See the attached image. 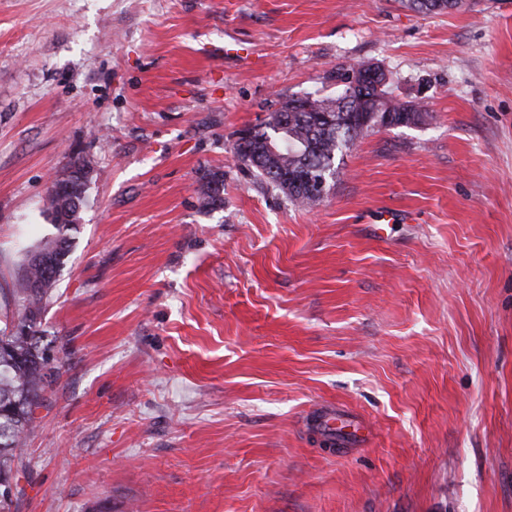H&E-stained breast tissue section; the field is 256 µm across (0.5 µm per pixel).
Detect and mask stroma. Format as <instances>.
<instances>
[{
  "label": "stroma",
  "mask_w": 512,
  "mask_h": 512,
  "mask_svg": "<svg viewBox=\"0 0 512 512\" xmlns=\"http://www.w3.org/2000/svg\"><path fill=\"white\" fill-rule=\"evenodd\" d=\"M357 65L429 119L295 207L235 133ZM78 159L13 512H512V0H0L1 321ZM202 181L200 188L202 206L212 208L223 205L224 198L221 196L224 192L223 175L218 172H209L202 177Z\"/></svg>",
  "instance_id": "1"
}]
</instances>
